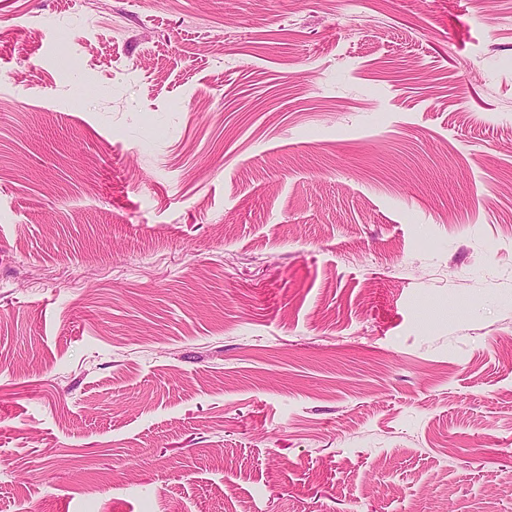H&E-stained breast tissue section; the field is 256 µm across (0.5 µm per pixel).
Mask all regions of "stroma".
Returning <instances> with one entry per match:
<instances>
[{"label":"stroma","instance_id":"obj_1","mask_svg":"<svg viewBox=\"0 0 512 512\" xmlns=\"http://www.w3.org/2000/svg\"><path fill=\"white\" fill-rule=\"evenodd\" d=\"M0 512H512V0H0Z\"/></svg>","mask_w":512,"mask_h":512}]
</instances>
